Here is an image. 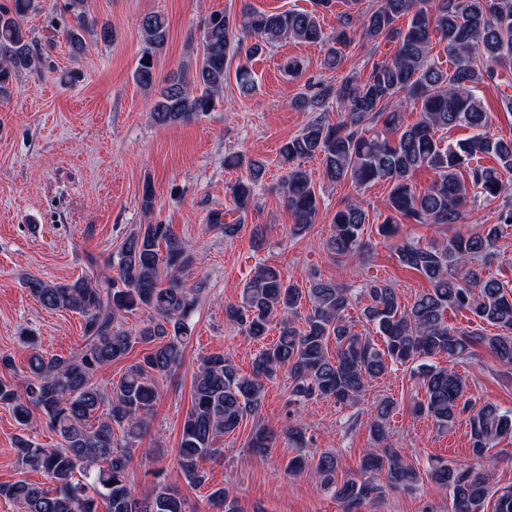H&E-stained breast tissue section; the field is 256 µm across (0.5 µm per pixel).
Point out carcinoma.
<instances>
[{
  "label": "carcinoma",
  "mask_w": 512,
  "mask_h": 512,
  "mask_svg": "<svg viewBox=\"0 0 512 512\" xmlns=\"http://www.w3.org/2000/svg\"><path fill=\"white\" fill-rule=\"evenodd\" d=\"M88 0H67L65 9L74 24L63 27L70 49L86 48ZM42 9L40 0H8L0 5V94L10 81L41 63L36 40L25 18ZM406 18L404 26L396 21ZM358 30L374 42L393 44L389 58L372 63L366 76L348 74L327 97L341 112L336 123L321 117L282 144L279 153L286 171L281 180L284 201L294 219L293 231L302 234L315 224L319 197L301 161L318 158L324 179L348 184L359 191L382 181L389 186V214L379 233L391 239L398 262L417 271L431 288L408 305L399 302L396 288L385 280H369L360 289L366 299L362 314L374 324L383 346L355 330L347 318L351 289L313 278L307 290L311 306L303 327L295 326L302 290L275 266L260 264L245 283L241 302L225 307L226 318L263 347L252 372L240 373L234 361L214 354L200 359L193 379L191 406L182 427L175 472L187 484L207 483L206 464L222 459L221 437L234 432L244 418L259 413L265 382L284 372L291 381L294 402L330 398L339 404L354 401L394 364H416L424 400L420 410L434 425L447 430L461 416L469 422L471 453L481 459L512 433V411L493 404L475 407L464 380L448 368L422 362L444 355L450 360L470 358L481 347L506 368H512V282L482 276V267L499 255V242L512 227V139L487 134L492 113L484 105L483 90L512 79V0H375L362 15L341 17L333 37L326 36L316 12L287 10L267 13L244 10L237 16L213 12L205 22L202 59L192 79L172 75L159 84L157 59L165 52L168 23L153 14L141 22L143 49L133 71L135 83L156 90L150 111L159 126L183 124L221 102L224 82L235 71L238 89L255 91L253 71L246 64L231 68L235 54L262 53L282 41L338 44L351 41ZM444 43L448 65L432 55ZM420 104L418 120L403 125L407 102ZM463 126L473 135L444 143L438 132ZM489 154L497 166L472 161ZM426 168L432 183L418 188L414 173ZM266 164L251 160L245 175L229 186L235 208L256 206L255 192L263 182ZM499 202L496 221L481 224L471 234L446 242L418 246L397 240L398 224H461L469 198ZM369 212L356 198H347L334 214L329 253L349 259L369 250L362 231ZM207 224L226 239L241 230L214 210ZM195 260L191 247L165 224H143L108 257L117 278L87 277L55 283L30 276L23 285L44 308L76 312L83 319L84 342L68 357L37 351L28 358L27 372L18 380L0 378V405L12 410L22 433L15 438L20 467L45 478L41 485L19 479L0 484V498L14 502L20 512H198L188 507L177 483L155 474L151 490L138 495L129 480L138 443L149 428L159 398L155 379L170 377L182 365L188 340V318L202 288L187 283L181 272ZM150 312L142 326L126 328V314ZM461 311L479 324L494 327L490 334L476 328L456 329L446 313ZM279 319L275 342L264 343L273 318ZM146 346L137 361L105 391L94 377L101 369L126 359L135 345ZM335 346L329 354V346ZM395 402L384 398L366 418L371 438L382 443ZM58 436L46 448L28 429L34 415ZM121 438H115V430ZM276 437L266 428L252 432L249 448L261 459L274 448ZM339 462L333 453L318 456L314 470L320 484L346 507V512L381 497L384 488H413L422 477L452 495V512H512V487L494 483L493 465L476 468L429 462L425 474L391 448H367L360 476L337 478ZM218 512H246L228 488L209 493Z\"/></svg>",
  "instance_id": "1"
}]
</instances>
